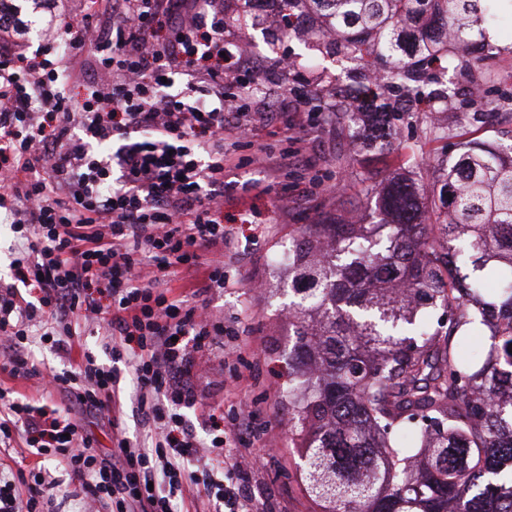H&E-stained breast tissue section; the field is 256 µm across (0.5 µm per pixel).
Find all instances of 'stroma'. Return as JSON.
Returning a JSON list of instances; mask_svg holds the SVG:
<instances>
[{
  "instance_id": "stroma-1",
  "label": "stroma",
  "mask_w": 512,
  "mask_h": 512,
  "mask_svg": "<svg viewBox=\"0 0 512 512\" xmlns=\"http://www.w3.org/2000/svg\"><path fill=\"white\" fill-rule=\"evenodd\" d=\"M224 37L237 42L250 39L252 55L264 63L255 103L283 105L309 92L302 80V65L316 50L306 37H282L277 29L242 31L229 25ZM296 63L288 75L274 65L278 55ZM488 72L479 98L458 97L450 105L437 104L439 125L449 127V140H426L422 121L410 118L398 123L390 147L379 150L366 120L354 126L324 123L306 131L307 171L285 169L268 173L257 162L266 148L288 149V121L278 115L260 123L250 143L230 148L224 173V224L234 248L225 258V289L209 294L210 311L225 325L238 328L247 343L240 363L220 362L221 344L210 350V365L198 378L202 400H220L225 406L248 402L258 411L257 424L277 440V454L252 475L256 495L268 501L270 512H315L302 492L297 466L298 452L288 439L292 410L279 397L282 376L291 353L288 322V268L275 265L282 247L296 244L307 224H324L348 217L361 224H382L386 218L375 210L377 193L394 177L413 178L422 159L454 161L464 144L497 143L512 129V57L487 59ZM484 112L485 123L461 122L460 113ZM315 176L322 188L314 195L298 197L300 176ZM242 380H235V373Z\"/></svg>"
}]
</instances>
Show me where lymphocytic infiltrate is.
Listing matches in <instances>:
<instances>
[{
    "label": "lymphocytic infiltrate",
    "instance_id": "f902f5d3",
    "mask_svg": "<svg viewBox=\"0 0 512 512\" xmlns=\"http://www.w3.org/2000/svg\"><path fill=\"white\" fill-rule=\"evenodd\" d=\"M101 2L73 24L61 20L65 0H41L56 38L31 53L27 21L0 0V211L18 242L16 283L0 286V373L48 377L73 398L62 411L0 387V448L20 438L34 458L0 478V512H56L60 470L81 482L75 512H191L201 494L211 512H268L249 488L246 449L231 445L254 435L253 407L225 421L196 383L224 333L205 313L224 285V146L253 129L246 88L262 66L225 42L224 0ZM87 53L76 101L74 64ZM293 109L295 147L265 151L269 170L300 162L316 115ZM176 281L189 293L173 294ZM78 320L128 369L144 439L126 434L119 371L87 354L43 374L36 341L70 358ZM89 417L111 427V455L83 427Z\"/></svg>",
    "mask_w": 512,
    "mask_h": 512
}]
</instances>
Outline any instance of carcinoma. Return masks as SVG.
<instances>
[{"mask_svg": "<svg viewBox=\"0 0 512 512\" xmlns=\"http://www.w3.org/2000/svg\"><path fill=\"white\" fill-rule=\"evenodd\" d=\"M279 2L284 36L313 11L333 54L363 70L389 63L379 80L353 77L334 103L303 99L351 123L344 101L357 93L383 145L411 115L399 99L416 112L452 102L457 78L483 76L501 54L489 32L512 19V0ZM421 165L377 195L393 223L307 224L288 265V437L318 512H512V441H502L512 436V276L489 301L466 270L494 260L512 271V142ZM425 174L438 196L425 195ZM422 305L442 311L448 332L416 319ZM405 432L421 460L405 454Z\"/></svg>", "mask_w": 512, "mask_h": 512, "instance_id": "carcinoma-1", "label": "carcinoma"}]
</instances>
